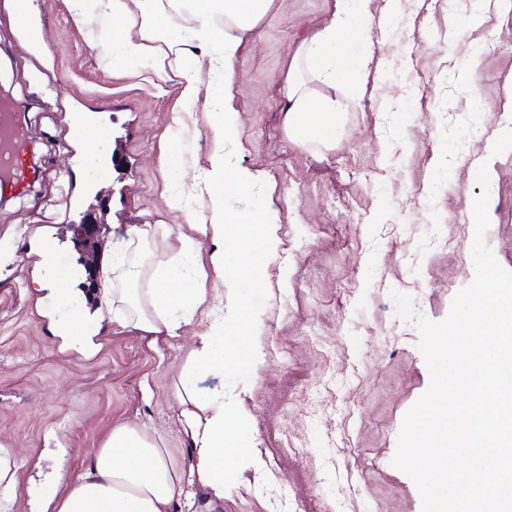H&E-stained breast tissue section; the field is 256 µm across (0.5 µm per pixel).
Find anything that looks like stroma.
<instances>
[{
    "label": "stroma",
    "mask_w": 512,
    "mask_h": 512,
    "mask_svg": "<svg viewBox=\"0 0 512 512\" xmlns=\"http://www.w3.org/2000/svg\"><path fill=\"white\" fill-rule=\"evenodd\" d=\"M28 26L0 0V79L21 107L39 159L30 190L0 203V448L17 459L11 512H38L48 475L76 478L118 424L146 427L183 475L174 512H422L414 482L393 466L408 410L428 389L419 332L398 319L391 291L443 321L474 277L471 201L490 195L486 242L512 271V6L503 0H370L351 104L336 142L288 138L283 86L297 49L333 18L339 0H272L241 37L229 71L200 55L198 94L181 97L177 70L123 68L74 20L78 0H35ZM456 38H449V28ZM108 111L117 164L99 183L82 161L71 119ZM226 122L227 168L254 179L226 213L269 210L273 243L251 290L206 302L176 339L104 323L90 351L65 350L50 324L66 319L38 280L41 235L87 276L80 229L100 223L97 258L114 228L150 224L148 259L165 260L208 217L215 114ZM180 145L185 172L165 164ZM488 163L490 185L476 173ZM461 246L449 250L448 239ZM250 317L257 354L246 370L208 379L243 418L249 463L215 499L191 471L176 384L191 339L218 318Z\"/></svg>",
    "instance_id": "obj_1"
}]
</instances>
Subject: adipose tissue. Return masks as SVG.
<instances>
[{"label":"adipose tissue","mask_w":512,"mask_h":512,"mask_svg":"<svg viewBox=\"0 0 512 512\" xmlns=\"http://www.w3.org/2000/svg\"><path fill=\"white\" fill-rule=\"evenodd\" d=\"M88 5L104 4L110 21L100 43L113 47L112 64L122 67L150 53L158 72L178 68L182 78L181 96L191 101L197 95V69L191 60L196 51H215L221 62L230 63L239 36L253 29L270 8L272 0H86ZM367 0H343V6L323 29L304 42L284 85L287 100L285 128L289 137L302 143L329 147L336 141L337 123L349 101L332 95H315L302 76L309 73L322 81L350 76L359 64L355 46L362 35ZM140 16L138 31L129 21ZM186 17L179 25L175 16ZM176 55H169V48ZM111 120L99 126H85V163L98 180L112 172L109 146ZM215 149L209 171V195L213 215L199 224L202 236L232 240L231 252L216 251L211 271L189 267L188 260L198 243L183 239L169 262L144 269L141 250L152 237L149 224L127 228L117 237L113 253L101 270L100 299L87 305L79 276L73 267L58 264L54 240L41 238L38 249L48 272L50 292L70 318L55 323L53 333L66 345H86L100 331L106 316L133 323L154 338L175 339L184 317L194 315L205 303L202 283L208 275L224 279L227 264H234L240 280L260 288L259 270L270 242L267 208L256 204L246 221L227 215L222 207L225 192L247 195L252 183L246 174L232 172L224 165V124L211 125ZM150 275L154 286L140 295L136 285ZM252 324L243 318L229 325L218 320L195 336L190 364L178 378L180 415L192 442L191 469L216 498L224 496V477L237 459L250 457L249 446L239 437L237 415L224 408L223 394L209 391L208 378L230 370L252 366L256 354L251 348ZM182 476L146 430L128 425L112 428L99 448L93 449L75 480L48 498L50 512H173Z\"/></svg>","instance_id":"ef3b65f1"}]
</instances>
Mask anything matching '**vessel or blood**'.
Listing matches in <instances>:
<instances>
[{
    "instance_id": "vessel-or-blood-1",
    "label": "vessel or blood",
    "mask_w": 512,
    "mask_h": 512,
    "mask_svg": "<svg viewBox=\"0 0 512 512\" xmlns=\"http://www.w3.org/2000/svg\"><path fill=\"white\" fill-rule=\"evenodd\" d=\"M31 176L26 130L0 117V192L25 194Z\"/></svg>"
}]
</instances>
